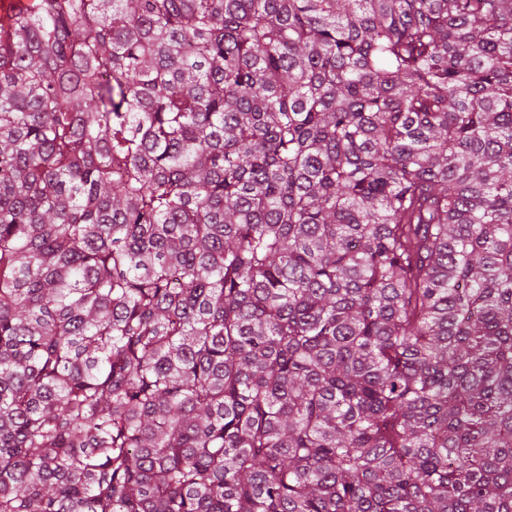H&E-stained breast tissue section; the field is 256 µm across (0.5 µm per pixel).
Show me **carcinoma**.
<instances>
[{
  "mask_svg": "<svg viewBox=\"0 0 512 512\" xmlns=\"http://www.w3.org/2000/svg\"><path fill=\"white\" fill-rule=\"evenodd\" d=\"M0 512H512V0L11 3Z\"/></svg>",
  "mask_w": 512,
  "mask_h": 512,
  "instance_id": "obj_1",
  "label": "carcinoma"
}]
</instances>
